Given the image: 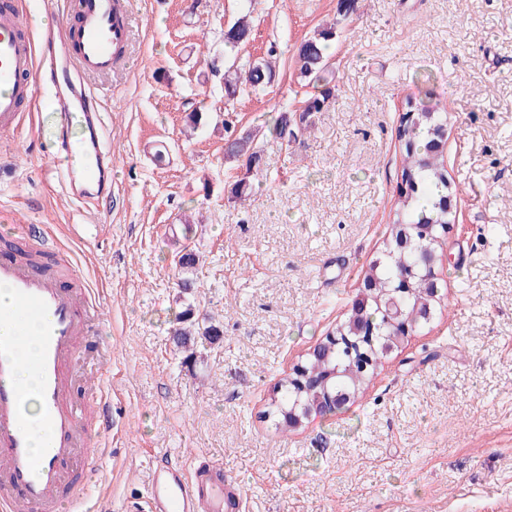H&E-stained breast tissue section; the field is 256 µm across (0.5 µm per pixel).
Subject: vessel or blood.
Wrapping results in <instances>:
<instances>
[{
    "label": "vessel or blood",
    "instance_id": "1",
    "mask_svg": "<svg viewBox=\"0 0 512 512\" xmlns=\"http://www.w3.org/2000/svg\"><path fill=\"white\" fill-rule=\"evenodd\" d=\"M61 23L36 30L19 7L0 10V133L34 124L42 92L54 99L62 124L82 123L84 138L61 132L54 150L68 167H48L74 200L112 197L107 175L112 152L104 135L101 99L90 83L112 75L130 45L132 17L123 0H48ZM35 256L0 253V286L12 297L10 316L43 323L38 353L29 357L24 333L0 336V512H85L86 473L98 458L97 439L112 421V399L88 390L109 356L97 340L101 306L96 289L65 281L56 269L59 248L47 226L20 228ZM32 360L39 375L34 396L49 431L52 453L38 458L14 374ZM147 512H224V470H155Z\"/></svg>",
    "mask_w": 512,
    "mask_h": 512
}]
</instances>
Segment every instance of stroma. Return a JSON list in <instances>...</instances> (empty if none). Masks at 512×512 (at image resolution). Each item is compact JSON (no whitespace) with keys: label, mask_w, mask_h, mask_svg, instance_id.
I'll list each match as a JSON object with an SVG mask.
<instances>
[{"label":"stroma","mask_w":512,"mask_h":512,"mask_svg":"<svg viewBox=\"0 0 512 512\" xmlns=\"http://www.w3.org/2000/svg\"><path fill=\"white\" fill-rule=\"evenodd\" d=\"M125 70L101 79L112 204L73 202L46 181L57 117L0 138V229L48 225L100 294L97 379L112 428L91 479L101 512H143L152 469L209 463L242 512H512V0H128ZM252 14L244 59L276 50V77L224 105L212 61ZM339 21L336 102L289 148L261 138L274 167L244 173L229 135L272 122L300 87L293 56ZM448 112L443 164L460 210L435 272L442 308L382 359L336 413L283 431L274 390L351 307L390 233L407 103ZM206 113L190 130L186 116ZM165 145L164 162L154 153ZM248 178L246 204L230 189ZM201 252L181 291V251ZM224 325L196 362L175 316Z\"/></svg>","instance_id":"35a3bbf8"}]
</instances>
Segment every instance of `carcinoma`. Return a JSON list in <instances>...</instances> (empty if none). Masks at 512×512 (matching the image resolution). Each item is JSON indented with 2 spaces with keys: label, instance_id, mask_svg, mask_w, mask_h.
Listing matches in <instances>:
<instances>
[{
  "label": "carcinoma",
  "instance_id": "carcinoma-1",
  "mask_svg": "<svg viewBox=\"0 0 512 512\" xmlns=\"http://www.w3.org/2000/svg\"><path fill=\"white\" fill-rule=\"evenodd\" d=\"M252 26L247 16L237 19L224 31V44L234 50L250 42ZM339 37L337 23L325 24L301 42L294 67L303 87L310 88L306 96L292 108H284L270 128L272 135L283 145L290 146L311 124V117L335 102V91L328 79L332 66L329 48ZM268 58L248 60L239 65L231 63L224 69V100L230 102L240 91V85L252 88L269 84L275 79L270 57L275 49L269 48ZM446 112L418 108L406 103L399 117L397 138L405 157L401 179L405 189L399 191L391 214V237L387 239L383 257L374 261L365 278L370 282L367 300L351 311L330 334L307 355L302 367L304 376L292 373L283 378L278 396L272 403V414L280 424H286L291 412L315 400L340 404L344 395L356 394L374 374L373 366L364 361H378L396 347L385 340L392 327L388 323L387 303L396 298L401 305L402 320L418 330L427 325L436 312L438 283L426 270L415 265L412 250L399 247L402 230L411 235L413 246L427 248L440 255L439 239L456 213L448 203L450 182L448 170L440 162L444 142ZM259 129L248 130L226 140L224 158L231 162H244L246 169L270 166V160L257 149ZM199 256L185 252L179 256L181 286L184 291L194 287V273ZM181 327L175 329L177 346L185 359L195 357V339L210 344L222 340L223 324L207 320L198 324L192 306H187L178 317Z\"/></svg>",
  "mask_w": 512,
  "mask_h": 512
}]
</instances>
